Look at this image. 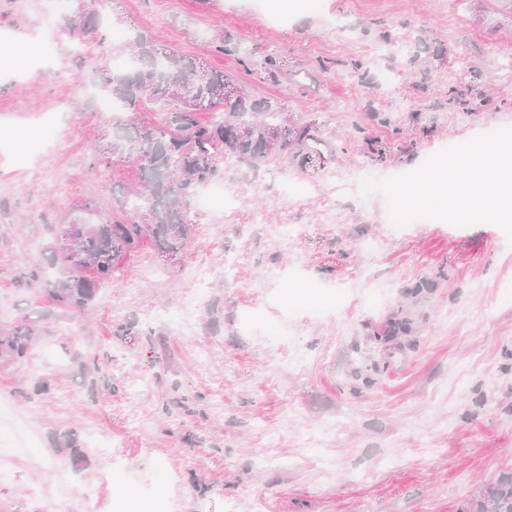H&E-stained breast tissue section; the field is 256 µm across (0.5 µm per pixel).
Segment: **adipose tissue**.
<instances>
[{"instance_id":"1","label":"adipose tissue","mask_w":512,"mask_h":512,"mask_svg":"<svg viewBox=\"0 0 512 512\" xmlns=\"http://www.w3.org/2000/svg\"><path fill=\"white\" fill-rule=\"evenodd\" d=\"M499 146H479L456 160L461 181L435 186L415 182L402 191L403 199L421 205H444L449 221L466 224L477 218L491 224L512 223V179L503 176Z\"/></svg>"}]
</instances>
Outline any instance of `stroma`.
<instances>
[{
	"mask_svg": "<svg viewBox=\"0 0 512 512\" xmlns=\"http://www.w3.org/2000/svg\"><path fill=\"white\" fill-rule=\"evenodd\" d=\"M70 5L95 12L74 45L50 0H0V39L29 59L20 77L0 66V331H33L23 358L0 354V512H79L84 496L103 512H463L512 473V223L412 205L389 219L393 188L436 177L448 145L512 147V15L495 0ZM116 32L282 100L328 164L251 167L235 212L191 204L181 264L144 241L78 311L49 294L47 248L139 180L132 161L91 167L113 112L77 92L126 60ZM335 170L370 190L328 192ZM269 183L288 186L268 213L285 244L249 221ZM197 261L213 270L199 293ZM193 293L184 329L171 316Z\"/></svg>",
	"mask_w": 512,
	"mask_h": 512,
	"instance_id": "1",
	"label": "stroma"
}]
</instances>
